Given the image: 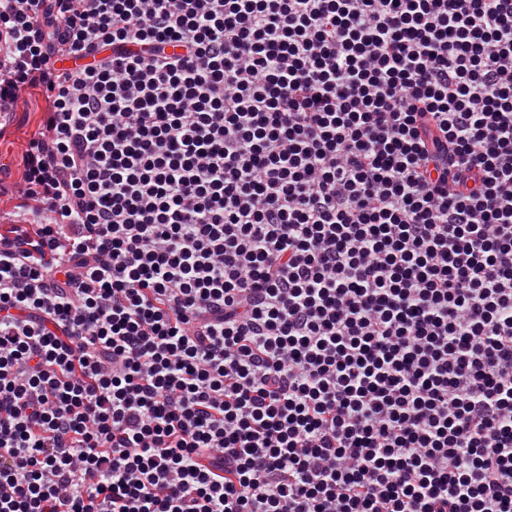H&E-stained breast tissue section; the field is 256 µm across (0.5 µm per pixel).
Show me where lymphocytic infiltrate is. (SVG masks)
Instances as JSON below:
<instances>
[{"instance_id": "f902f5d3", "label": "lymphocytic infiltrate", "mask_w": 512, "mask_h": 512, "mask_svg": "<svg viewBox=\"0 0 512 512\" xmlns=\"http://www.w3.org/2000/svg\"><path fill=\"white\" fill-rule=\"evenodd\" d=\"M30 89L0 512H512V0H0Z\"/></svg>"}]
</instances>
